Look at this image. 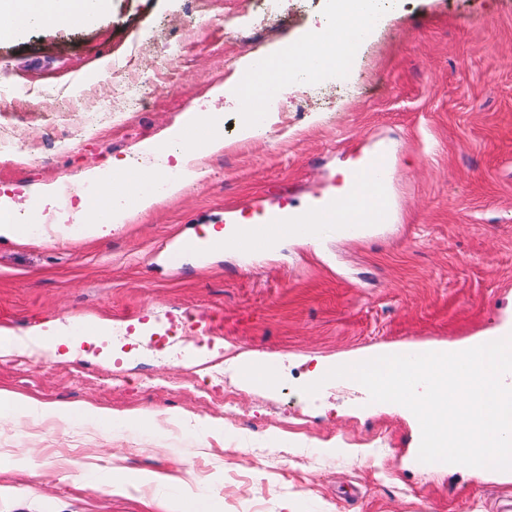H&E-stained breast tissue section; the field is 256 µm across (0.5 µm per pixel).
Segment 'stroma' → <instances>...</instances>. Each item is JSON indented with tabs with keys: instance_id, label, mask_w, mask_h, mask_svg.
Returning <instances> with one entry per match:
<instances>
[{
	"instance_id": "stroma-1",
	"label": "stroma",
	"mask_w": 512,
	"mask_h": 512,
	"mask_svg": "<svg viewBox=\"0 0 512 512\" xmlns=\"http://www.w3.org/2000/svg\"><path fill=\"white\" fill-rule=\"evenodd\" d=\"M332 0H111L76 27L0 40V190L79 186L109 158L145 166L242 63L310 36ZM264 134L202 155L204 176L112 235L79 225L0 240V328L101 320L122 332L60 359L0 357V389L90 402L151 424L0 423V512H499L512 474L423 463L420 424L348 379L313 395L317 364L460 348L512 332V0H389L341 87L307 84L267 107ZM381 159L391 220L316 245L185 249L260 212L314 209L342 172ZM276 362L246 386L239 356ZM223 361V376L211 373ZM233 398H210L212 387ZM136 482L116 494L111 469ZM149 473L159 482L141 483Z\"/></svg>"
}]
</instances>
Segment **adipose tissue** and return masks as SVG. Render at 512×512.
<instances>
[{
	"label": "adipose tissue",
	"instance_id": "1",
	"mask_svg": "<svg viewBox=\"0 0 512 512\" xmlns=\"http://www.w3.org/2000/svg\"><path fill=\"white\" fill-rule=\"evenodd\" d=\"M109 6V0H0V38L9 40L21 31L36 26H77L91 23ZM337 47L334 25H327L314 32L308 40L295 47L294 58L298 59V79H307L313 69L330 61V53ZM281 53L250 60L245 64L252 76L250 90L239 86L214 89L203 111L197 113L195 121L205 127L206 138L200 149H193L186 141V128L172 127L167 134L168 147L165 157L174 159L179 172L178 180L166 188L167 196H176L184 183L199 179L201 172L196 160L200 153H216L224 148L221 132L223 114L221 103L240 104L247 96L256 97L274 84L278 76L277 65ZM128 166L116 158L87 168L82 178L96 185L98 197L94 200L80 199L70 215L81 224L88 236L101 237L112 229L129 223L135 211H145L155 206L159 198L144 185L153 173L152 168H141L138 177H127ZM58 187L53 183H31L21 187L15 196H0V238L14 240L20 235L21 218L32 213L53 210L58 204ZM39 416L64 423L75 420L96 424L112 418L111 411L90 405H68L40 402L20 397L12 392L0 390V419L21 416Z\"/></svg>",
	"mask_w": 512,
	"mask_h": 512
}]
</instances>
